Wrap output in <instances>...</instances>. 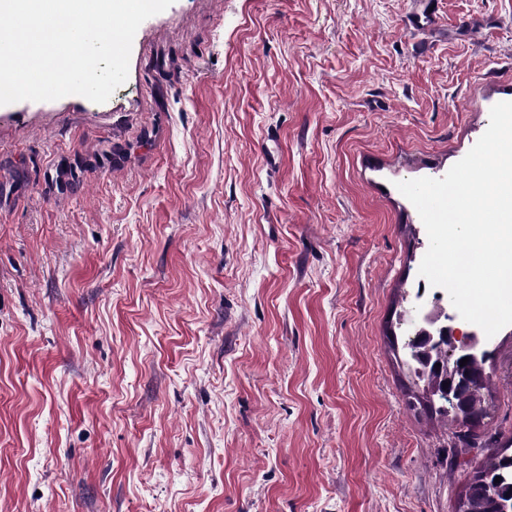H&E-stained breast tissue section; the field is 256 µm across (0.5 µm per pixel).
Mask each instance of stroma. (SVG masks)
I'll return each instance as SVG.
<instances>
[{"instance_id":"stroma-1","label":"stroma","mask_w":512,"mask_h":512,"mask_svg":"<svg viewBox=\"0 0 512 512\" xmlns=\"http://www.w3.org/2000/svg\"><path fill=\"white\" fill-rule=\"evenodd\" d=\"M506 101L512 0H173L105 103L0 105V512H452L390 352L429 247L396 184Z\"/></svg>"}]
</instances>
